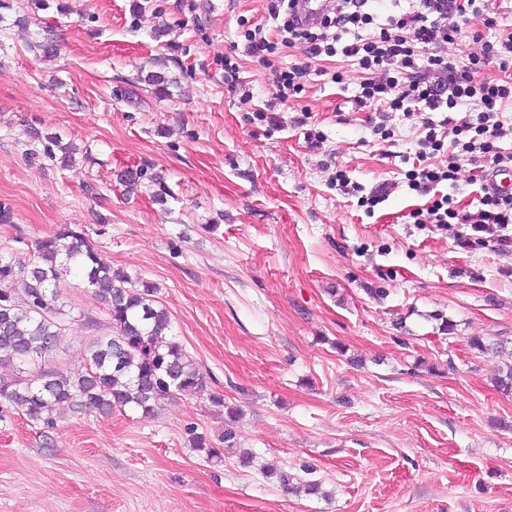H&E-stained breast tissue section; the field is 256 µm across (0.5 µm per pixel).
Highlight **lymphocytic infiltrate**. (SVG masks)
<instances>
[{
    "label": "lymphocytic infiltrate",
    "instance_id": "1",
    "mask_svg": "<svg viewBox=\"0 0 512 512\" xmlns=\"http://www.w3.org/2000/svg\"><path fill=\"white\" fill-rule=\"evenodd\" d=\"M295 0H268L271 16L282 17L280 43L271 42L262 27L244 34L247 51L267 61L276 45H302L307 59L339 55L355 61L365 71L359 105L378 103L388 112H438L442 118L429 124L419 143L424 165L410 175L413 190L426 193L452 179L453 164L432 165L442 150L480 153L487 170L512 167V155L501 154L495 143L506 134L495 116L503 102L512 100V79L486 75L490 64L512 69V35L498 44L483 45L467 63H457L449 52L467 31L474 17L485 25L495 17L480 16L476 0H417L412 9L390 18L372 30L383 0H330L329 11L317 24L303 27L293 17ZM469 110H462V103ZM485 208L470 213L435 203L427 210L432 224L456 223L483 232L490 225L512 224V195L483 185Z\"/></svg>",
    "mask_w": 512,
    "mask_h": 512
}]
</instances>
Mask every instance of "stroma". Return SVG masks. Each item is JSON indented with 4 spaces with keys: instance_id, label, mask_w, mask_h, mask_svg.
I'll list each match as a JSON object with an SVG mask.
<instances>
[{
    "instance_id": "1",
    "label": "stroma",
    "mask_w": 512,
    "mask_h": 512,
    "mask_svg": "<svg viewBox=\"0 0 512 512\" xmlns=\"http://www.w3.org/2000/svg\"><path fill=\"white\" fill-rule=\"evenodd\" d=\"M63 2L15 0L0 20V203L13 213L0 249L27 260L59 226L83 231L113 268L156 286L208 387L150 415L67 414L49 430L9 410L0 512H512L505 358L468 344L512 341V225L467 236L416 223L441 199L481 206L467 154L453 180L409 186L440 113L359 107L365 73L338 55L276 100L275 69L301 51L248 56L246 29L278 37L266 0ZM43 37L53 61L26 47ZM154 72L168 96L148 85ZM51 136L89 160L61 168ZM126 166L144 172L131 197L115 180ZM157 173L174 194L163 206ZM382 186L385 200L361 207ZM213 393L239 409L251 466L190 448L187 427L224 432ZM304 463L329 498L262 473Z\"/></svg>"
}]
</instances>
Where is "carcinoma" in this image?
<instances>
[{
  "instance_id": "obj_1",
  "label": "carcinoma",
  "mask_w": 512,
  "mask_h": 512,
  "mask_svg": "<svg viewBox=\"0 0 512 512\" xmlns=\"http://www.w3.org/2000/svg\"><path fill=\"white\" fill-rule=\"evenodd\" d=\"M48 143L59 148L61 157L47 151L49 159H60L65 167L74 164V148L50 136ZM142 172L126 168L118 174L119 184L134 192ZM70 266L81 274L84 287L100 299L106 318L89 313H74L63 299L59 270ZM22 279L17 292L12 284ZM96 332L88 342L82 369L64 373L46 366L66 331L76 323ZM111 333L99 335L102 328ZM15 368L10 377L0 376V403L18 409L34 423L54 427L67 412L104 416L115 409L130 408L145 415L178 396L199 394L207 388V376L174 340L172 321L166 308L155 300L154 287H137L124 273L115 271L88 244L82 233L65 226L37 242L35 259L21 262L12 253L0 251V365ZM215 407L225 410L227 422L214 446L197 427L188 428L191 448L211 462L224 461V449L238 444L234 427L238 409L224 397L211 396ZM266 477L285 490L307 496L324 497L323 483L311 469L292 474L270 466Z\"/></svg>"
}]
</instances>
